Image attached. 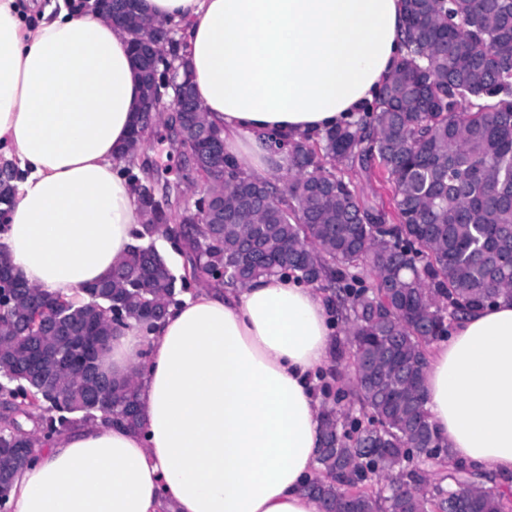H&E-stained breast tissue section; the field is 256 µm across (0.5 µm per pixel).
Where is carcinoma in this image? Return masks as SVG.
<instances>
[{
  "mask_svg": "<svg viewBox=\"0 0 512 512\" xmlns=\"http://www.w3.org/2000/svg\"><path fill=\"white\" fill-rule=\"evenodd\" d=\"M406 54L357 121L288 142L279 188L224 157V223L181 224L157 207L133 163L126 174L156 223L111 276L77 301L28 285L0 259V512L18 449L74 416L106 410L140 427L134 388L98 372L112 329L153 326L194 285L242 286L268 275L331 292L345 323L353 386L326 394L324 478L306 485L323 512H448L472 486L467 512H512L484 484L495 477L453 459L424 407L427 347L448 314L488 297L512 300V0H401ZM378 170L395 192L388 220L348 172ZM163 236L189 262L175 275ZM53 327L29 328L33 305ZM448 465V486L428 468Z\"/></svg>",
  "mask_w": 512,
  "mask_h": 512,
  "instance_id": "1",
  "label": "carcinoma"
}]
</instances>
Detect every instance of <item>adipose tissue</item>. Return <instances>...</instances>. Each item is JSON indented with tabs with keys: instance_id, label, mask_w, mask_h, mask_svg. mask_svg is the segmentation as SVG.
Masks as SVG:
<instances>
[{
	"instance_id": "obj_1",
	"label": "adipose tissue",
	"mask_w": 512,
	"mask_h": 512,
	"mask_svg": "<svg viewBox=\"0 0 512 512\" xmlns=\"http://www.w3.org/2000/svg\"><path fill=\"white\" fill-rule=\"evenodd\" d=\"M179 26L181 52L226 154L267 181L288 161L268 133L314 139L353 122L405 53L401 0H140ZM131 34L51 0L29 24L0 0V155L17 183L0 251L67 298L107 279L144 222L124 152L141 102ZM326 293L266 276L198 288L147 328L114 331L102 360L134 382L142 424L111 416L43 438L9 512H320L318 372L331 366ZM425 408L454 457L512 479V302L432 344Z\"/></svg>"
}]
</instances>
